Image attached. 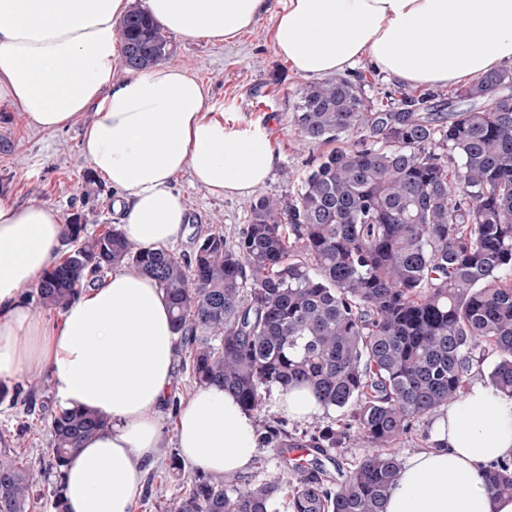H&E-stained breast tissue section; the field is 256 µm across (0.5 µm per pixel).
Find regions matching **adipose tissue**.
Masks as SVG:
<instances>
[{
  "label": "adipose tissue",
  "mask_w": 512,
  "mask_h": 512,
  "mask_svg": "<svg viewBox=\"0 0 512 512\" xmlns=\"http://www.w3.org/2000/svg\"><path fill=\"white\" fill-rule=\"evenodd\" d=\"M133 0H0V106L46 131L84 113L82 154L118 195L127 240L163 248L183 238L187 208L174 182L190 173L214 196H247L276 155L262 130L225 124L192 74L166 64L122 68L120 23ZM163 28L185 37L237 38L274 13L276 53L305 78L369 58L417 85H453L512 62V0H145ZM66 226L51 205L0 199V382L46 379L66 409L106 417L62 476L67 512H131L146 466L175 444L182 464L215 477L246 472L256 418L218 386L181 405L173 437L159 421L180 353L157 282L128 264L49 319L25 292L55 265ZM512 457V399L471 382L433 421L427 445L402 465L385 512H512L488 493L484 469Z\"/></svg>",
  "instance_id": "adipose-tissue-1"
}]
</instances>
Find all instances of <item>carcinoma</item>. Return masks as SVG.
<instances>
[{
    "label": "carcinoma",
    "instance_id": "obj_1",
    "mask_svg": "<svg viewBox=\"0 0 512 512\" xmlns=\"http://www.w3.org/2000/svg\"><path fill=\"white\" fill-rule=\"evenodd\" d=\"M128 67L170 55L135 2L122 22ZM291 122L302 141L331 144L289 202L249 205L238 241L210 232L186 257L142 248L109 226L88 234L75 217L69 248L30 292L62 311L86 282L117 264L150 275L165 294L191 377L218 385L249 411L300 385L325 411L299 437L263 423L259 447L323 453L371 448L337 476L289 464L259 485L204 472L167 512H384L413 423L463 397L476 352L496 355L489 378L512 398V69L486 73L448 97L405 94L375 105L360 81L336 76L299 92ZM36 412L37 390L0 384V402ZM106 420L79 409L52 415L49 463H65ZM298 475L294 482L288 473ZM484 485L512 495V458L489 464ZM37 478L0 449V512H33Z\"/></svg>",
    "mask_w": 512,
    "mask_h": 512
}]
</instances>
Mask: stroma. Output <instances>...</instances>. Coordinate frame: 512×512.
<instances>
[{
  "label": "stroma",
  "instance_id": "1",
  "mask_svg": "<svg viewBox=\"0 0 512 512\" xmlns=\"http://www.w3.org/2000/svg\"><path fill=\"white\" fill-rule=\"evenodd\" d=\"M272 23V14H265L238 40L227 43L167 33L172 49L167 63L187 69L205 85L211 105L223 113L225 122L266 131L277 163L257 193L285 201L296 195L324 147L302 143L291 123L292 105L309 81L276 54L269 39ZM83 129L79 121L64 131L37 130L27 127L20 113L0 112V198L20 205L46 203L66 220L81 216L91 234L116 224L111 186L101 179L93 185L87 182L92 170L81 153ZM176 187L190 222L174 251L192 253L198 237L214 230L223 233L227 244L238 240L248 223V198L210 195L186 173L178 177ZM38 398L45 408L30 417L0 403V438L36 469L48 456L51 417L59 409L49 383H42ZM167 456V462L147 469L132 512H165L183 481L193 477L187 468L181 476L170 474L168 462L177 458L176 448H168Z\"/></svg>",
  "mask_w": 512,
  "mask_h": 512
}]
</instances>
